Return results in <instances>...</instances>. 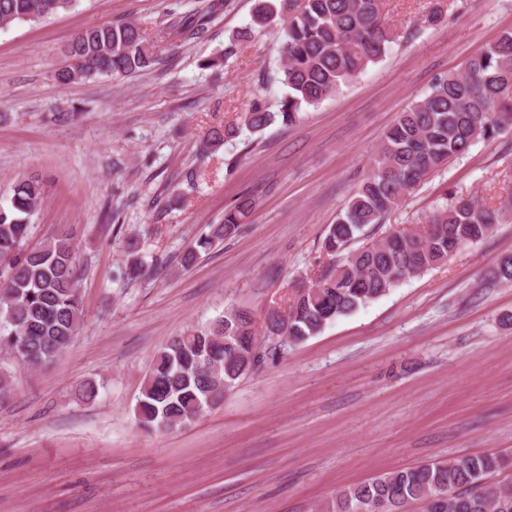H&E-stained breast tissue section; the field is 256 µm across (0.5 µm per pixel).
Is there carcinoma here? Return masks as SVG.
<instances>
[{"label":"carcinoma","instance_id":"cac0c4a2","mask_svg":"<svg viewBox=\"0 0 512 512\" xmlns=\"http://www.w3.org/2000/svg\"><path fill=\"white\" fill-rule=\"evenodd\" d=\"M75 0H0V25L39 21L66 11ZM224 3L209 2L193 13L171 12L175 38L190 42ZM282 20V60L277 81L286 88L278 110L256 102L234 126L213 127L204 151L217 150L242 129L260 133L276 121L296 122L299 113L349 85L380 62L396 42L379 0H256L251 21L229 39L224 53L205 61L219 68L242 42ZM55 80L70 85L96 74L131 75L159 61L155 45L133 22L90 26L75 35ZM512 130V29L472 58L462 74L435 80L389 126L375 153L371 173L330 225L320 252L329 261L307 285L283 296L284 309H269L261 326L231 309L203 329L190 328L163 346L142 379L135 419L149 430L185 426L224 399L240 379L266 361L280 359L287 344L316 336L330 322L356 312L408 278L441 267L485 239L512 217V206H496L478 194L452 195L427 224L389 233L350 249L366 226L380 224L405 195L477 142ZM46 195L41 178L18 180L8 203L0 204V352L20 367L51 362L74 341L83 317L73 235L62 230L30 247L31 218ZM254 210L248 196L225 211L224 223L183 253L188 267L239 231ZM122 276L140 280V242L129 237ZM512 467V456L466 455L431 460L380 473L336 491L327 512H512V482L488 477Z\"/></svg>","mask_w":512,"mask_h":512}]
</instances>
